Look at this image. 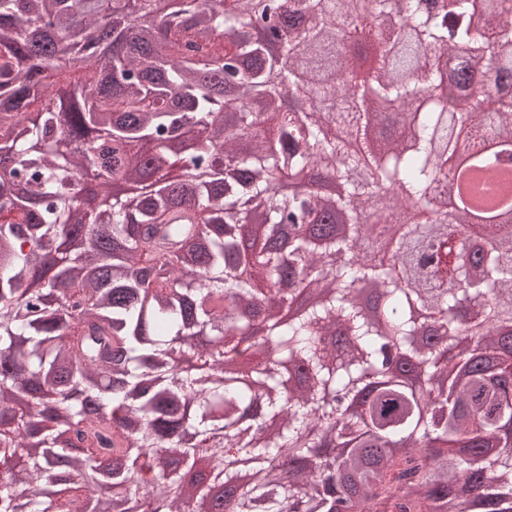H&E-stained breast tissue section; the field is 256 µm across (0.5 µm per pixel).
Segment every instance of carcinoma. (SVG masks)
<instances>
[{
    "label": "carcinoma",
    "instance_id": "1",
    "mask_svg": "<svg viewBox=\"0 0 512 512\" xmlns=\"http://www.w3.org/2000/svg\"><path fill=\"white\" fill-rule=\"evenodd\" d=\"M370 2L352 35L377 41V66L338 83L326 0H0V512H70L106 479L149 512H197L210 484L173 470L161 500L154 475L227 447L224 512H512V227L435 208L378 240L362 219L391 223L381 183L429 205L437 147L469 120L497 167L483 140L512 136V15ZM274 18L276 58L256 42ZM472 66L496 69L493 94L420 96ZM278 82L307 99L272 97ZM376 100L403 128L384 155ZM239 130L258 140L244 156ZM318 169L343 196L282 191ZM320 207L345 211L344 236ZM231 354L249 370L224 375ZM474 355L486 369L446 387ZM246 458L261 467L242 483Z\"/></svg>",
    "mask_w": 512,
    "mask_h": 512
}]
</instances>
